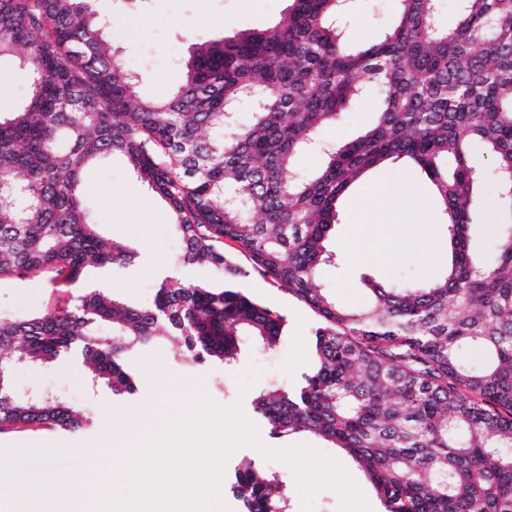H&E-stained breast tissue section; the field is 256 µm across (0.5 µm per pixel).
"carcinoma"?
<instances>
[{
    "label": "carcinoma",
    "mask_w": 512,
    "mask_h": 512,
    "mask_svg": "<svg viewBox=\"0 0 512 512\" xmlns=\"http://www.w3.org/2000/svg\"><path fill=\"white\" fill-rule=\"evenodd\" d=\"M395 2L383 37L354 49L345 0H290L268 29L195 44L180 84L144 99L88 0H0V59L29 84L0 112V281L49 272L81 290L64 308L0 316V432L93 427L58 394L16 396L21 361H79L92 387L121 399L137 391L140 358L168 341L189 370L231 362L243 336L275 349L288 320L246 293L258 273L315 316L301 383L252 399L272 437L305 432L341 449L384 512H512V224L497 260L477 264L480 174L467 161L482 143L512 208V0H464L452 30L434 26L436 0ZM365 82L379 90L375 123L300 175L298 155ZM246 98L258 110L240 126L227 113ZM114 154L166 203L183 263L209 268L210 280L166 277L146 305L84 287L91 270L138 258L100 235L84 199L94 164ZM402 159L434 187L450 262L421 287L370 280L367 304L344 307L318 283L337 205L368 171ZM226 240L250 268L224 253ZM467 347L483 364L461 361ZM234 478L243 512H289L283 476L245 459Z\"/></svg>",
    "instance_id": "cac0c4a2"
}]
</instances>
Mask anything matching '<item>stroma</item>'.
<instances>
[{
	"label": "stroma",
	"mask_w": 512,
	"mask_h": 512,
	"mask_svg": "<svg viewBox=\"0 0 512 512\" xmlns=\"http://www.w3.org/2000/svg\"><path fill=\"white\" fill-rule=\"evenodd\" d=\"M288 4L289 0H134L118 13L113 0H93L99 14L111 17L112 47L128 69L140 74V91L146 96L169 91L179 83L182 63L192 44L243 30L270 28ZM395 5V0H351L345 19L347 42L360 48L376 42L392 24ZM377 101L376 88H368L348 105L335 126L321 132V142L332 145L356 139L373 122ZM468 163L483 175L471 203L477 225L470 240L471 254L475 261L489 265L499 253L507 217L500 207L499 186L489 175L492 161L481 143L473 144ZM387 175L406 183L414 208L411 219L400 224L374 223L376 207L371 202H360L363 186L359 183L337 206L338 222L329 241L336 260L324 269L321 281L340 304L349 308L367 303L365 278L421 286L448 264V228L429 180L405 160L386 162L370 170L366 178L371 181ZM87 200L97 213L102 236L138 251L133 268L95 273L93 287L109 289L133 304H148L164 278L185 283L210 279L209 269L182 263L181 243L166 203L136 179L123 158L97 164ZM247 288L257 299L288 315V333L275 350L264 351L247 342L232 364L186 371L174 362L175 347L157 348L142 357L138 390L124 401L113 399L105 389L90 391L85 369L76 361L29 363L15 369V395L24 396L35 387L58 392L76 410L90 415L95 426L89 432L69 436L48 430L0 434V470L7 468L14 447L58 448L57 456L24 467L19 481L31 485L41 475L45 490L60 493L81 475L84 455L93 453L110 459L114 454L113 437L132 427L157 399H165L176 418L185 415L186 401L193 395L222 407L241 403L249 416L253 413L254 392L276 383L295 386L311 363L314 317L271 279L252 275ZM73 294V289L54 286L47 274L1 282L0 314L24 316L51 311L66 306ZM251 373L256 376L252 390L241 393L239 381Z\"/></svg>",
	"instance_id": "35a3bbf8"
}]
</instances>
